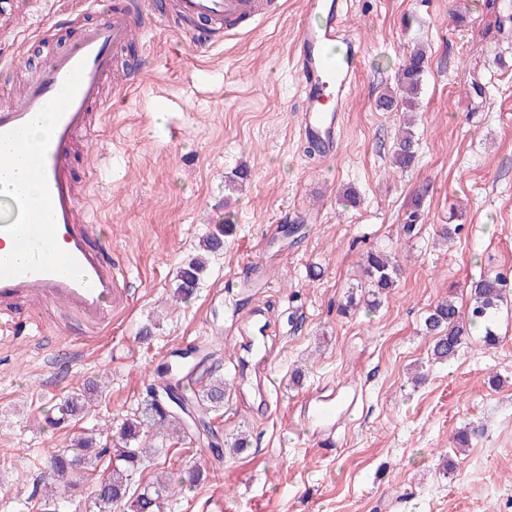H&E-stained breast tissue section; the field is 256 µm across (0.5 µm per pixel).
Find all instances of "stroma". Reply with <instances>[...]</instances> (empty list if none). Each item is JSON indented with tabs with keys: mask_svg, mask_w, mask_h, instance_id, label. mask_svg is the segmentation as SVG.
<instances>
[{
	"mask_svg": "<svg viewBox=\"0 0 512 512\" xmlns=\"http://www.w3.org/2000/svg\"><path fill=\"white\" fill-rule=\"evenodd\" d=\"M11 2L0 96L73 33L70 17L50 19L51 0ZM301 10L283 0L279 16L205 56L153 34L141 88L101 112L78 182L131 304L90 344L59 317L42 336L0 333V512H41L52 449L79 430L111 447L163 356L194 340L229 382L214 418L226 448L216 461L206 443L174 439L167 459L146 464L147 483L194 462L204 471L165 512H213L219 500L223 512H512V309L498 317L499 345L472 335L447 364L421 332L438 301L467 304L480 276L512 279V0H348L363 52L328 160L306 154L296 128ZM417 46V155L402 171L392 155L403 116L377 101ZM241 168L247 183L229 190ZM227 219L200 288L175 302L179 267ZM442 224L461 230L443 242ZM372 249L396 254L400 281L376 309L343 313L347 294L365 295ZM92 382L103 391L84 418L49 423L55 403ZM330 392L350 410L328 443L304 407ZM471 422L483 432L458 448ZM242 434L251 446L239 453Z\"/></svg>",
	"mask_w": 512,
	"mask_h": 512,
	"instance_id": "35a3bbf8",
	"label": "stroma"
}]
</instances>
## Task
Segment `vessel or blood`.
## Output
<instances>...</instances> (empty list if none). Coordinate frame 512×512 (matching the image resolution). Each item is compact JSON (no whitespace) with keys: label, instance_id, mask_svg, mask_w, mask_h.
Segmentation results:
<instances>
[{"label":"vessel or blood","instance_id":"obj_1","mask_svg":"<svg viewBox=\"0 0 512 512\" xmlns=\"http://www.w3.org/2000/svg\"><path fill=\"white\" fill-rule=\"evenodd\" d=\"M280 0H113L99 22L81 25L62 51L41 66L22 94L0 103V170L16 154H31L37 201L14 195L0 215V328L22 332L40 326L49 304L67 307L91 330L125 310L129 297L114 271L112 250L100 243V227L81 212L74 176V146L91 135L95 110L105 109L103 84L115 52L137 46L126 63L120 95L141 85L150 52L146 33L164 31L170 16L187 23L182 33L197 53L210 52L224 29L270 18ZM300 51L293 58L302 87L296 114L300 136L321 154L337 152L348 81L363 46L347 35L342 0H305L299 17ZM55 110H48V103ZM52 116L46 137L29 147L25 135L44 111Z\"/></svg>","mask_w":512,"mask_h":512}]
</instances>
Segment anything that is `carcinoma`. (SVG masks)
<instances>
[{"label":"carcinoma","instance_id":"cac0c4a2","mask_svg":"<svg viewBox=\"0 0 512 512\" xmlns=\"http://www.w3.org/2000/svg\"><path fill=\"white\" fill-rule=\"evenodd\" d=\"M425 71V55L416 49L402 64L399 85L402 95L385 94L378 107L389 112L415 110V100L420 93ZM416 157L415 137L411 130L402 132L393 153V164L401 170L410 168ZM365 274L372 300L366 303L376 308L398 282L401 267L390 255L380 250H370L364 255ZM206 271L205 257L200 256L184 263L177 273L176 298L194 295ZM512 297V284L503 275L487 274L473 282L467 312H462L452 300L438 302L424 320L423 331L432 340V357L439 363L458 357L464 344L470 340L471 329L483 328V342L488 347L497 345L500 336L496 330V317L502 306ZM228 382L217 376L201 391L188 392L186 386L153 387L147 392L140 407L126 418L113 441L115 465L100 475L92 488L93 504L97 512H161L162 504L183 479L175 480L169 474H159L155 483L140 486L136 474L150 460H156L164 448L155 443L142 442V436L165 437L172 431L187 434L190 429L208 438L211 453L222 454L223 441L213 431L208 417L224 402ZM98 386L87 385L59 403L57 410L63 417H77L84 413ZM94 438L84 433L72 438L71 443L55 449L51 454L48 472L42 476L44 512H58L60 496L83 477L84 470L100 458L89 454Z\"/></svg>","mask_w":512,"mask_h":512}]
</instances>
